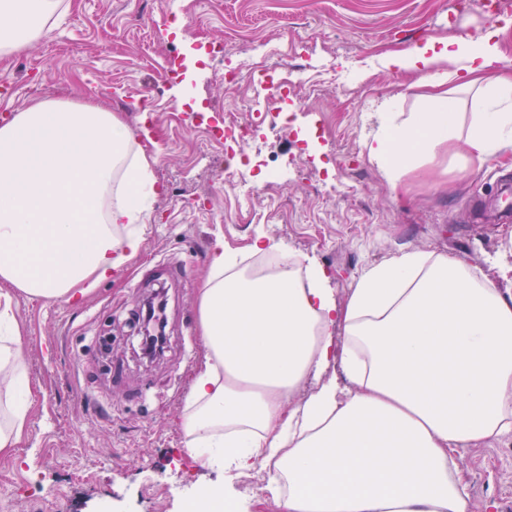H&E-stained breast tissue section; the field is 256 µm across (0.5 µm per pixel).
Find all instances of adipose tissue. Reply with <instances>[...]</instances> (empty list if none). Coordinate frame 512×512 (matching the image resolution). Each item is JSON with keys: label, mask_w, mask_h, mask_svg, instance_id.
Instances as JSON below:
<instances>
[{"label": "adipose tissue", "mask_w": 512, "mask_h": 512, "mask_svg": "<svg viewBox=\"0 0 512 512\" xmlns=\"http://www.w3.org/2000/svg\"><path fill=\"white\" fill-rule=\"evenodd\" d=\"M67 11L0 0V57ZM499 33L428 39L388 59L432 89L405 118L384 102L364 143L392 188L442 144L479 163L512 149ZM452 85L481 95L469 127ZM151 135L91 100L37 101L0 124V452L20 443L31 407L12 293L76 302L141 252L158 194L140 145ZM501 276L499 288L456 257L414 250L367 269L340 305L323 268L255 278L216 246L198 296L205 354L181 422L187 451L236 476L268 465L276 512H472L454 452L512 431V265ZM335 362L346 386L327 380L287 409Z\"/></svg>", "instance_id": "obj_1"}]
</instances>
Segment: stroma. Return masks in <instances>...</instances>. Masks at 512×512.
<instances>
[{
  "label": "stroma",
  "instance_id": "stroma-1",
  "mask_svg": "<svg viewBox=\"0 0 512 512\" xmlns=\"http://www.w3.org/2000/svg\"><path fill=\"white\" fill-rule=\"evenodd\" d=\"M179 16L188 28L167 35ZM505 22L486 0H70L58 28L0 57V115L92 97L135 129V100L151 94L153 135L143 148L161 187L142 251L115 279L78 304L13 297L33 399L22 442L0 454L14 512H186L201 488L223 487V470L186 451L181 427L205 353V254L217 244L244 259L264 233L276 252L320 264L341 304L366 269L408 250L456 256L500 284V265L512 264V150L464 166L439 148L433 163L405 169L396 191L364 142L383 101L413 112L429 92L409 73L386 70L388 55L496 24L512 61ZM222 43L272 45L297 76L331 74L301 84L298 132L269 142L288 176L281 215L268 224L237 222L236 196L220 176L224 146L205 133L216 105L236 108L242 92L199 64ZM158 295L166 343L149 359L136 315ZM509 446L512 432L458 451L474 512L490 501L512 512Z\"/></svg>",
  "mask_w": 512,
  "mask_h": 512
}]
</instances>
